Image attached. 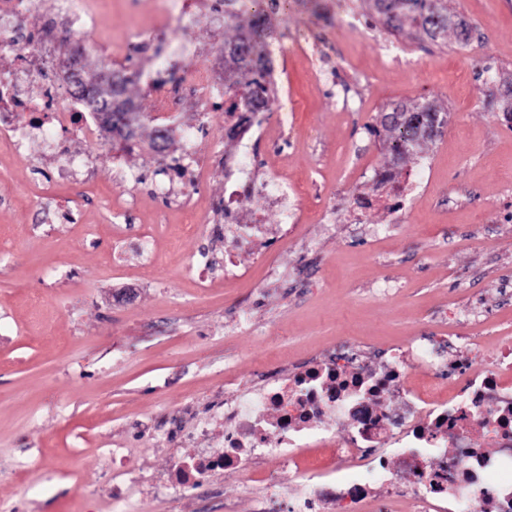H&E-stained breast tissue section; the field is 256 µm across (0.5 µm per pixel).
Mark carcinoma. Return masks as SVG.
Returning a JSON list of instances; mask_svg holds the SVG:
<instances>
[{"label":"carcinoma","mask_w":512,"mask_h":512,"mask_svg":"<svg viewBox=\"0 0 512 512\" xmlns=\"http://www.w3.org/2000/svg\"><path fill=\"white\" fill-rule=\"evenodd\" d=\"M374 6L390 31L414 28L432 40L448 34V7L445 0H374ZM272 31L262 14L252 16L248 27L240 30L235 39L224 42V53L231 57L235 68L224 69L225 87L242 93L248 105L265 103L259 98L263 88L257 79L267 66L266 39ZM440 108L430 103L398 105L384 114L382 126L391 132L389 150L395 160L411 154L421 142L430 140L433 133L432 113Z\"/></svg>","instance_id":"carcinoma-1"}]
</instances>
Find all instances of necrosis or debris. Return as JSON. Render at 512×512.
Here are the masks:
<instances>
[{"mask_svg":"<svg viewBox=\"0 0 512 512\" xmlns=\"http://www.w3.org/2000/svg\"><path fill=\"white\" fill-rule=\"evenodd\" d=\"M39 73L13 69L0 86V134L49 146L59 131L103 141V124L77 97L36 101ZM266 125L237 129L227 156L231 189L224 221L253 239L269 229L240 202L261 195L295 220L297 187L278 171L256 174L253 147ZM453 336H418L369 357L340 341L335 350L288 377L228 399L221 442L198 449L151 487L193 495L216 476L262 462L304 486L293 512H350L388 488L406 487L414 512L452 503L468 512H512V344H495L483 368L456 355Z\"/></svg>","mask_w":512,"mask_h":512,"instance_id":"obj_1","label":"necrosis or debris"}]
</instances>
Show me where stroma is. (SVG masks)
Instances as JSON below:
<instances>
[{"label":"stroma","mask_w":512,"mask_h":512,"mask_svg":"<svg viewBox=\"0 0 512 512\" xmlns=\"http://www.w3.org/2000/svg\"><path fill=\"white\" fill-rule=\"evenodd\" d=\"M95 29L81 75H129L137 140L156 129L142 83L167 59L188 74L236 31L224 0H207L195 25L156 28L150 0H90ZM24 41L61 28L55 0H17ZM288 47L293 125L284 152L256 143L263 165L298 183L288 238L224 233V100L186 96L177 124L197 129L186 158L178 136L164 152H112L65 134L87 173L59 177L63 153L0 144V501L18 464L40 460L19 512H114L100 494L112 471L104 448H123L142 476L190 460L224 437L187 441L213 402L250 391L331 349L339 337L380 350L429 332L512 342V0H448L473 30L430 40L388 33L371 0H270ZM309 39L307 56L293 52ZM190 42L189 53L171 48ZM430 102L448 122L396 161L380 120L397 104ZM214 120L207 123L203 112ZM425 168L424 190L364 210L374 170ZM235 262L225 276L224 259ZM247 474L226 473L207 498L156 495L133 484L140 512H255Z\"/></svg>","instance_id":"stroma-1"}]
</instances>
